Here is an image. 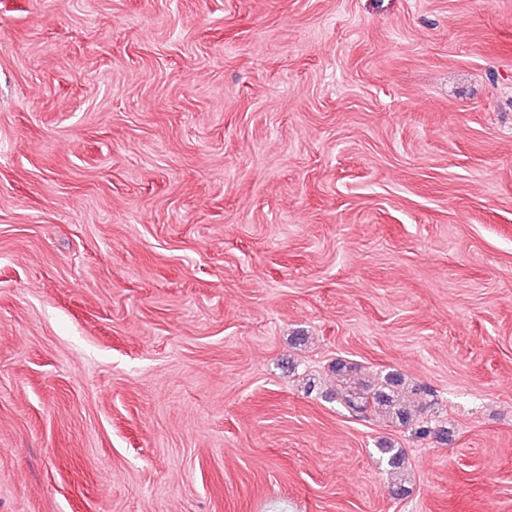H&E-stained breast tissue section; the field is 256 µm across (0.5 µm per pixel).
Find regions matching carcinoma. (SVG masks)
Here are the masks:
<instances>
[{"label":"carcinoma","mask_w":512,"mask_h":512,"mask_svg":"<svg viewBox=\"0 0 512 512\" xmlns=\"http://www.w3.org/2000/svg\"><path fill=\"white\" fill-rule=\"evenodd\" d=\"M356 370L355 365L342 360L336 361L333 371L336 378L344 383L343 388L336 391V399L357 412L370 410L393 426H409L414 431V436L419 439H443L444 431L433 428L429 422L421 419L426 406L409 399V387L402 374L389 371L366 383L351 380ZM375 452L379 462L385 465L387 473L398 479L395 483L397 494H403L405 489L400 479L406 462L404 449L389 439H381L376 443Z\"/></svg>","instance_id":"1"}]
</instances>
